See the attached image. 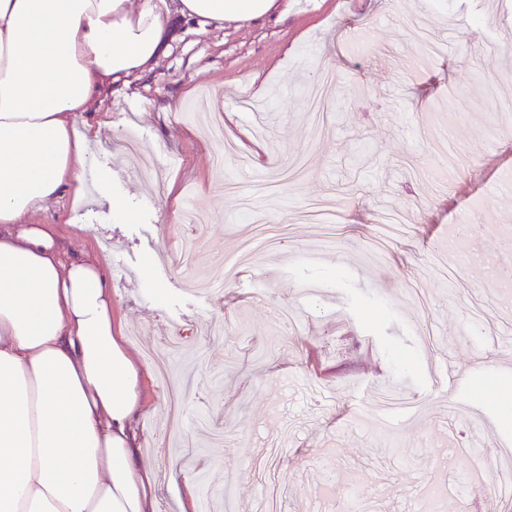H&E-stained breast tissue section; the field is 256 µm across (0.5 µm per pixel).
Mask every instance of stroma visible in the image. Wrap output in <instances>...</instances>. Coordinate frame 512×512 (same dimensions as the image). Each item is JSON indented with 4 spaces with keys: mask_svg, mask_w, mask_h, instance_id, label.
Returning <instances> with one entry per match:
<instances>
[{
    "mask_svg": "<svg viewBox=\"0 0 512 512\" xmlns=\"http://www.w3.org/2000/svg\"><path fill=\"white\" fill-rule=\"evenodd\" d=\"M291 2L248 29L180 25L158 66L95 103L108 124L91 149L139 223H112L92 182L33 218L68 253L106 256L135 356L172 351L136 422L155 510L179 512L189 479L188 512H351L358 485L373 512H415L437 480L442 512H512L448 462L512 434V377L452 412L438 370L512 362L488 341L512 306L486 268L440 273L462 207L488 258L512 229V193L494 188L512 172V0ZM326 72L314 123L306 93ZM197 100L253 168H216ZM389 388L405 417L379 408Z\"/></svg>",
    "mask_w": 512,
    "mask_h": 512,
    "instance_id": "stroma-1",
    "label": "stroma"
}]
</instances>
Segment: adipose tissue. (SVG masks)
Returning <instances> with one entry per match:
<instances>
[{
    "label": "adipose tissue",
    "instance_id": "ef3b65f1",
    "mask_svg": "<svg viewBox=\"0 0 512 512\" xmlns=\"http://www.w3.org/2000/svg\"><path fill=\"white\" fill-rule=\"evenodd\" d=\"M288 0H0V512H153L134 429L147 366L106 264L32 223L92 160L88 112L156 66L180 23L248 28Z\"/></svg>",
    "mask_w": 512,
    "mask_h": 512
}]
</instances>
